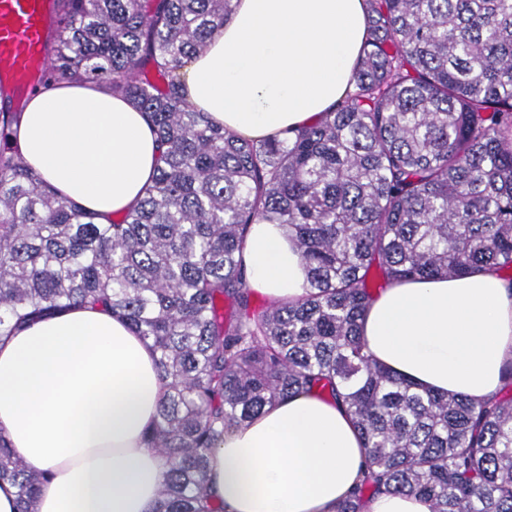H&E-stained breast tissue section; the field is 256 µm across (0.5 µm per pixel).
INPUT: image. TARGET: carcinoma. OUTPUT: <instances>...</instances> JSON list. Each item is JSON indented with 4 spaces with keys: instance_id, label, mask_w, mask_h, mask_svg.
<instances>
[{
    "instance_id": "obj_1",
    "label": "carcinoma",
    "mask_w": 512,
    "mask_h": 512,
    "mask_svg": "<svg viewBox=\"0 0 512 512\" xmlns=\"http://www.w3.org/2000/svg\"><path fill=\"white\" fill-rule=\"evenodd\" d=\"M352 90L313 124L242 137L186 103L177 71L234 0H55L40 89L104 83L164 147L140 202L103 224L18 154L0 110V336L73 305L152 342L168 382L150 447L157 512H224L205 487L224 431L300 392L345 407L367 453L334 512L412 494L429 512H512V358L500 394L421 390L366 352L377 287L512 270V0H368ZM277 224L307 268L295 300L252 308L243 252ZM36 512L43 475L0 435V481Z\"/></svg>"
}]
</instances>
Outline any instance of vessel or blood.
Wrapping results in <instances>:
<instances>
[{"instance_id":"vessel-or-blood-1","label":"vessel or blood","mask_w":512,"mask_h":512,"mask_svg":"<svg viewBox=\"0 0 512 512\" xmlns=\"http://www.w3.org/2000/svg\"><path fill=\"white\" fill-rule=\"evenodd\" d=\"M53 0H0V78L27 88L43 70Z\"/></svg>"}]
</instances>
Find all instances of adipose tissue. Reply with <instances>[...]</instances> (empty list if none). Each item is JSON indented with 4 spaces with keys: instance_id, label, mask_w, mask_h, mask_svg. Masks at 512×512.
Wrapping results in <instances>:
<instances>
[{
    "instance_id": "ef3b65f1",
    "label": "adipose tissue",
    "mask_w": 512,
    "mask_h": 512,
    "mask_svg": "<svg viewBox=\"0 0 512 512\" xmlns=\"http://www.w3.org/2000/svg\"><path fill=\"white\" fill-rule=\"evenodd\" d=\"M367 22L366 0H237L179 69L183 94L247 138L303 128L344 98ZM16 143L59 196L106 219L143 197L160 163L143 113L80 78L28 96ZM244 263L249 288L303 295L305 266L278 225L251 226ZM361 332L392 371L482 399L512 357V286L489 270L397 282ZM166 391L149 342L108 309L74 305L0 337V435L44 476L37 512H156L167 467L145 437ZM365 464L344 409L303 392L226 431L206 483L225 512H331Z\"/></svg>"
}]
</instances>
